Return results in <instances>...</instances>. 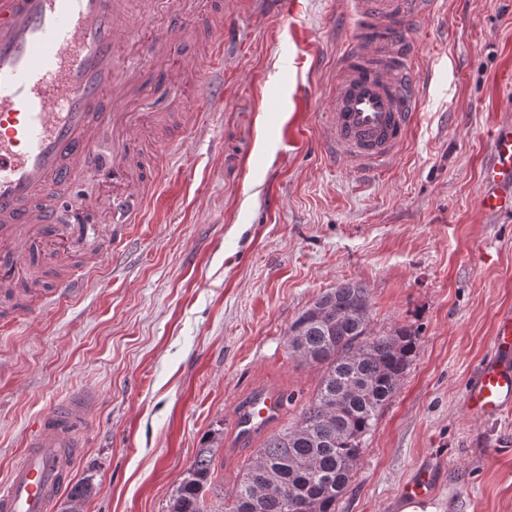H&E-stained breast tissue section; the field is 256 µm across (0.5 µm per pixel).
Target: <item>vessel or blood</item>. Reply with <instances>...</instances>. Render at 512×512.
Returning <instances> with one entry per match:
<instances>
[{
    "mask_svg": "<svg viewBox=\"0 0 512 512\" xmlns=\"http://www.w3.org/2000/svg\"><path fill=\"white\" fill-rule=\"evenodd\" d=\"M190 0H0V288L19 281L36 237L59 233L64 213L52 187L75 175L112 183L109 215L136 224L149 177L133 162L149 128L179 124L202 129L223 86L202 88L200 65L224 72V44H203L204 14L188 21ZM356 34L342 55L336 81L328 155L363 172L386 163L404 144L422 99L417 50L410 31L438 11L440 0H349ZM163 12L164 24L143 34L134 19ZM479 205L512 215V123L496 132L482 174ZM62 275L33 292L30 309H44L79 287L65 253L52 255ZM475 416L512 410V311L503 312L494 354L465 395ZM287 410L281 392L254 391L239 404L234 433L251 444ZM84 406L44 416L23 454L0 484V512H48L70 481ZM432 476L419 473L403 495L426 503Z\"/></svg>",
    "mask_w": 512,
    "mask_h": 512,
    "instance_id": "b4317fda",
    "label": "vessel or blood"
}]
</instances>
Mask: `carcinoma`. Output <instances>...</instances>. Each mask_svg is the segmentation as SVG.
<instances>
[{"label":"carcinoma","instance_id":"1","mask_svg":"<svg viewBox=\"0 0 512 512\" xmlns=\"http://www.w3.org/2000/svg\"><path fill=\"white\" fill-rule=\"evenodd\" d=\"M368 289L350 282L323 293L290 325L288 344L322 369L298 423L270 437L245 467L223 506L206 505L214 484L213 449L200 448L170 500L168 512H336L361 453V439L396 393L416 351L415 332L370 328ZM94 493L76 483L62 512H82Z\"/></svg>","mask_w":512,"mask_h":512}]
</instances>
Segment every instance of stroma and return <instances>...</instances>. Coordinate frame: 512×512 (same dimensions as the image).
<instances>
[{"mask_svg":"<svg viewBox=\"0 0 512 512\" xmlns=\"http://www.w3.org/2000/svg\"><path fill=\"white\" fill-rule=\"evenodd\" d=\"M231 0L224 101L182 156L161 154L140 223L117 250L69 265L83 286L31 314L0 307V481L32 426L71 396L89 401L74 480L84 512H167L201 448L217 491L240 480L238 401L274 385L298 420L321 379L288 328L336 285L366 286L371 326L408 325L416 354L363 437L336 512H401L432 467L439 512H512V411L477 419L463 393L512 310V219L477 205L493 133L512 121V0H442L412 32L424 95L381 170L329 159L324 142L346 0Z\"/></svg>","mask_w":512,"mask_h":512,"instance_id":"1","label":"stroma"}]
</instances>
